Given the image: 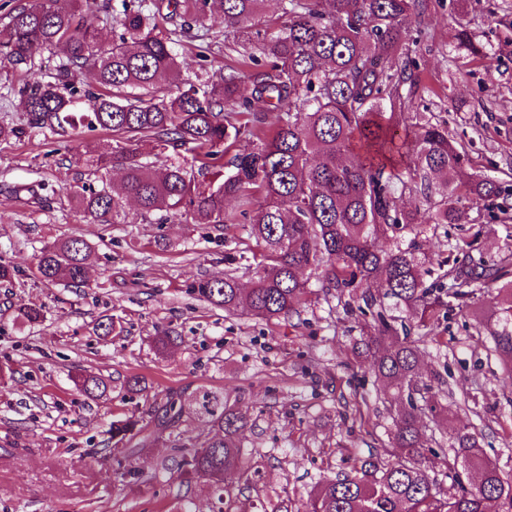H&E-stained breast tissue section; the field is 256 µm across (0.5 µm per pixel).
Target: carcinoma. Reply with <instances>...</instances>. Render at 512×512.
I'll use <instances>...</instances> for the list:
<instances>
[{
    "label": "carcinoma",
    "mask_w": 512,
    "mask_h": 512,
    "mask_svg": "<svg viewBox=\"0 0 512 512\" xmlns=\"http://www.w3.org/2000/svg\"><path fill=\"white\" fill-rule=\"evenodd\" d=\"M263 0H15L0 28V67L25 74L16 93L31 128L63 129L77 123L121 136L109 158L96 163L121 171L120 182L95 176L70 187L69 197L89 220L126 224L127 199L137 218L165 224L188 217L217 230L233 224L224 201L233 199L248 219V234L264 249V265L243 288L231 270L197 286V293L226 312L245 309L270 320L300 316L308 294L299 270H321V288L344 300L346 310L364 318L357 350L373 358L376 379L393 391V428L388 460L369 456L351 474L321 480L303 512H512V484L486 456L476 432L454 437L448 460L452 488L440 490L429 475L426 440L420 426L424 408L414 393L422 378V352L409 339L410 324L425 326L451 300L465 301L484 289L499 301L488 315L493 352L512 383V255L448 262L432 282L429 270L406 236L433 224H462L464 202L500 198L491 176L467 175L464 155L448 140L442 124L418 126L408 147V177L394 168L397 113L387 103L416 84L407 17L425 0H280L281 14L269 19ZM112 16V35L96 24ZM218 16L234 48L255 66L250 83L227 69L218 81L195 84L182 77L175 45L208 35L205 21ZM61 45L64 58L43 77L36 58ZM90 68L96 86L78 88L74 74ZM88 112L76 111L81 98ZM233 106L246 121H231ZM261 107L276 113L266 124ZM153 138L169 151L158 172L136 147ZM245 140L250 148L233 151ZM192 157H187V154ZM435 176V185L428 180ZM415 198L397 206V192ZM477 228L457 238L464 255L476 249ZM380 238L393 240L381 250ZM91 245L75 235L47 243L36 256V274L47 282L86 284ZM383 289L380 296L371 286ZM393 301L394 310L384 300ZM75 385L87 397L107 395L100 377L80 374ZM192 415L209 428L184 452L176 433L185 416L182 394L170 390L157 407L153 426L132 417L112 422V446L145 445L165 433L181 451L183 474L209 481L217 512H235L233 489L247 485L243 463L248 424L224 391L200 386Z\"/></svg>",
    "instance_id": "cac0c4a2"
}]
</instances>
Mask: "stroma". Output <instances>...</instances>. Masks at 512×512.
Returning <instances> with one entry per match:
<instances>
[{"mask_svg": "<svg viewBox=\"0 0 512 512\" xmlns=\"http://www.w3.org/2000/svg\"><path fill=\"white\" fill-rule=\"evenodd\" d=\"M408 25L419 64L418 87L403 97L408 110L444 124L475 169L512 187V0H429ZM463 25L482 54L458 49ZM208 26L205 42L178 51L184 77L215 79L233 64L249 78L253 68L231 50L222 21ZM18 81L0 68V124L21 129L0 140V259L15 269L12 283L0 285V512H211L207 482L181 474L168 442L102 443L113 421L149 420L172 388L189 409L197 387L224 390L247 419L245 459L254 476L238 496L241 512L285 499L300 507L322 478L384 454L392 416L369 360L352 350L358 321L320 290L313 268L300 272L311 290L300 316L267 321L211 305L193 288L223 272L225 256L237 257L245 286L262 260L246 225L218 231L183 218L88 222L67 190L90 179L87 149L111 154L116 138L107 130L70 136L28 128L13 92ZM31 185L39 186L37 196L28 194ZM468 214L484 227L476 257L512 252V221L484 203ZM460 234L453 224L429 228L416 238V251L438 263ZM67 235L93 246L81 288L35 274L40 248ZM30 306L43 307L41 324L19 319ZM489 307L482 293L411 330L412 338H430L424 382H446L438 402L448 422L425 428L433 441L430 475L444 490L452 485V430L463 425L480 434L487 456L512 480V386L500 380L488 331L477 328ZM109 315L121 332L98 336L97 324ZM167 330L181 340L157 353L153 340ZM79 372L103 378L107 396L81 393L73 382ZM132 375L147 380V395L127 393Z\"/></svg>", "mask_w": 512, "mask_h": 512, "instance_id": "obj_1", "label": "stroma"}]
</instances>
